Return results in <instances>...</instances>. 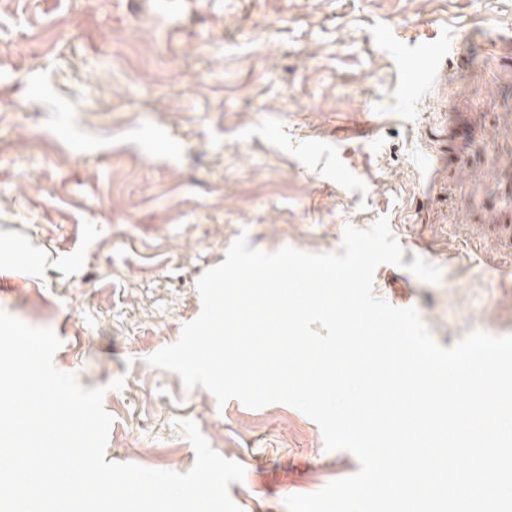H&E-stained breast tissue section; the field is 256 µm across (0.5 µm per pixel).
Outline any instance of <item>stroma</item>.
Returning a JSON list of instances; mask_svg holds the SVG:
<instances>
[{"label":"stroma","mask_w":512,"mask_h":512,"mask_svg":"<svg viewBox=\"0 0 512 512\" xmlns=\"http://www.w3.org/2000/svg\"><path fill=\"white\" fill-rule=\"evenodd\" d=\"M406 42L437 50L433 75L397 67ZM381 218L403 257L377 299L446 348L512 335V278L491 271L512 268V0H0V245L18 248L0 309L105 388L106 461L188 472V419L244 466L242 512L355 474L297 408L221 406L147 358L239 235L337 253Z\"/></svg>","instance_id":"stroma-1"}]
</instances>
